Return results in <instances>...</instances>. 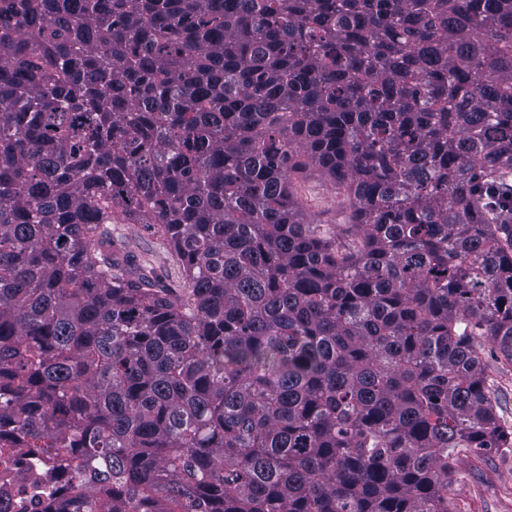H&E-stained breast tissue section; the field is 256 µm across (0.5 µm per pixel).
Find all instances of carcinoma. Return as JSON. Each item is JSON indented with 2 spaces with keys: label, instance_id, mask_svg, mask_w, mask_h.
<instances>
[{
  "label": "carcinoma",
  "instance_id": "cac0c4a2",
  "mask_svg": "<svg viewBox=\"0 0 512 512\" xmlns=\"http://www.w3.org/2000/svg\"><path fill=\"white\" fill-rule=\"evenodd\" d=\"M480 339L512 364V0H0V461L78 469L56 512H456L512 447ZM297 190L306 211L316 224H343L344 215L337 205L341 194L336 187L311 177L300 178ZM123 236L130 251L150 262L159 281L181 292L185 288L182 268L156 224H112V231Z\"/></svg>",
  "mask_w": 512,
  "mask_h": 512
}]
</instances>
